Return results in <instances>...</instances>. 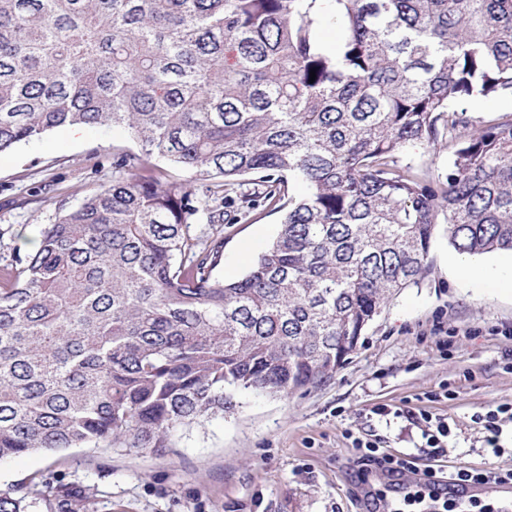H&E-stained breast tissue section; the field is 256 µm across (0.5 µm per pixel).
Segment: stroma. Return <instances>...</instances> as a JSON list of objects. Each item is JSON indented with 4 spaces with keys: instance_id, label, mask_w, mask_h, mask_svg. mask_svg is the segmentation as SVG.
Returning <instances> with one entry per match:
<instances>
[{
    "instance_id": "1",
    "label": "stroma",
    "mask_w": 512,
    "mask_h": 512,
    "mask_svg": "<svg viewBox=\"0 0 512 512\" xmlns=\"http://www.w3.org/2000/svg\"><path fill=\"white\" fill-rule=\"evenodd\" d=\"M119 127H62L0 154V260L28 252L61 205L112 183V155L129 148ZM280 216L224 231L217 277H243L276 238ZM446 225L432 240L420 285L393 297L356 351L321 385L287 396L239 392L235 410L181 427L169 448H68L0 460V490L28 492L51 478L88 497V512H387L364 492L352 440L380 436L383 448L414 451L421 432L407 411L447 418L448 466L512 470V447L492 451L474 413L512 403V293L452 269ZM455 332L445 348V332ZM449 386L451 398L440 397ZM376 405L391 415H373ZM401 416H394V409Z\"/></svg>"
}]
</instances>
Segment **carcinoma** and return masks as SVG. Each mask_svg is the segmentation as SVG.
<instances>
[{
	"label": "carcinoma",
	"mask_w": 512,
	"mask_h": 512,
	"mask_svg": "<svg viewBox=\"0 0 512 512\" xmlns=\"http://www.w3.org/2000/svg\"><path fill=\"white\" fill-rule=\"evenodd\" d=\"M500 95L512 0H0V153L66 126L135 147L0 264V459L158 450L238 390L321 384L421 283L438 224L461 255L512 251V118L466 116ZM416 145L448 170L406 159ZM233 206L282 219L224 281ZM0 512L26 498L0 490Z\"/></svg>",
	"instance_id": "1"
}]
</instances>
